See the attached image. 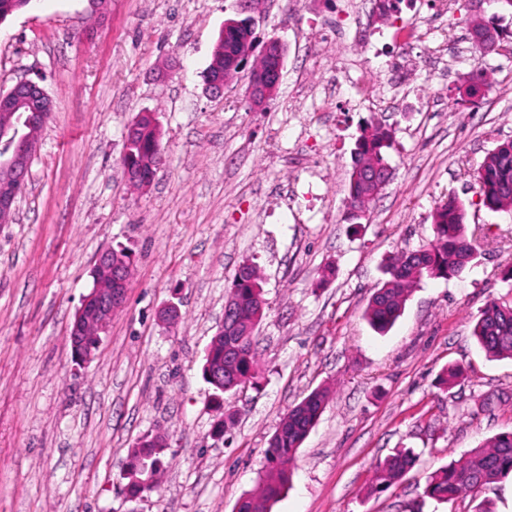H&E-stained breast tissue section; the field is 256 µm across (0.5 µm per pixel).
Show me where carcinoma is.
Instances as JSON below:
<instances>
[{
    "mask_svg": "<svg viewBox=\"0 0 512 512\" xmlns=\"http://www.w3.org/2000/svg\"><path fill=\"white\" fill-rule=\"evenodd\" d=\"M31 0H0V22L26 8ZM466 80L488 91L489 73L475 65ZM133 141L126 144L122 163L130 165L144 182L153 174V164L162 150L161 131L150 113L141 116ZM394 145V131L383 121L365 122L354 151V164L386 169L389 150ZM479 193L485 206L492 210L512 209V141L498 144L486 153L478 171ZM370 188L350 177L347 202L351 220H359L362 199ZM464 203L454 195L442 201L433 213V239L417 250L405 252L386 267L387 278L377 286L364 310L374 329L383 333L400 317L412 287L425 279H450L459 275L474 259L476 248L466 234ZM261 276L255 265L245 263L237 270L229 293L234 297L238 323L224 326V333L212 336L205 358L203 375L214 392H232L242 385H257L260 363L256 351L257 336L243 335L247 326L262 321L257 285ZM472 336L479 348L491 359H512V298L492 299L476 320ZM330 392L317 388L288 410L268 441L259 492L240 498L238 512H269L270 506L289 486V467L298 449L319 421ZM165 448L160 436L146 435L129 451L124 492L137 496L159 488L155 482L142 486L135 479L163 472ZM416 457L408 449L396 450L380 466L374 489L388 488L415 466ZM512 479V431L498 433L471 449L462 459L443 466L428 476L424 496L437 501L455 502L468 493L507 479Z\"/></svg>",
    "mask_w": 512,
    "mask_h": 512,
    "instance_id": "1",
    "label": "carcinoma"
}]
</instances>
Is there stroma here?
<instances>
[{
  "label": "stroma",
  "instance_id": "1",
  "mask_svg": "<svg viewBox=\"0 0 512 512\" xmlns=\"http://www.w3.org/2000/svg\"><path fill=\"white\" fill-rule=\"evenodd\" d=\"M349 0H263L255 34L288 46L277 96L251 107L246 80L219 98L203 74L237 0H31L0 23V90L41 80L53 111L12 223L0 225V512H233L260 485L264 452L288 409L331 391L271 512H512V482L456 503L425 498L429 474L512 430V361L471 337L512 268V210L484 206L486 153L512 140V0H458L461 28L443 70L427 59L412 0L371 15L369 43L322 40L320 12L343 26ZM506 49L485 55L492 87L475 105L457 87L474 62L475 15ZM413 50L407 86L387 70ZM157 114L164 164L147 189L121 165L123 132ZM395 130V176L360 224L346 221L352 152L371 115ZM466 204L478 256L450 280L415 287L386 333L363 311L390 257L432 237L448 194ZM134 256L127 300L92 362L74 361L70 326L101 251ZM261 272L259 384L215 400L205 348L243 262ZM335 275L321 280L325 268ZM179 305L175 327L159 322ZM464 377L442 385L444 370ZM228 435H211L226 412ZM168 432L159 490L123 494L128 451ZM410 448L417 465L375 493L380 464Z\"/></svg>",
  "mask_w": 512,
  "mask_h": 512
}]
</instances>
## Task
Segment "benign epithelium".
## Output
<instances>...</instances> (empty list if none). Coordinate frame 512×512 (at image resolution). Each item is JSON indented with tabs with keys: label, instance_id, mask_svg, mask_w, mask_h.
I'll use <instances>...</instances> for the list:
<instances>
[{
	"label": "benign epithelium",
	"instance_id": "7a95c632",
	"mask_svg": "<svg viewBox=\"0 0 512 512\" xmlns=\"http://www.w3.org/2000/svg\"><path fill=\"white\" fill-rule=\"evenodd\" d=\"M239 2V14L226 19L223 27L224 34L236 37L234 63L224 69L214 68L206 91L215 97L223 95L226 81L243 71L248 79L246 94L250 104L262 108L278 94L286 45L275 37L257 43L254 39L257 18L250 15V0ZM503 38L504 33L491 30L475 36V44L487 54L495 50ZM0 111L8 116V121L0 125V171L6 172L5 178L0 179V215L5 217L15 209L39 146L31 130L47 122L51 104L43 86L31 79H21L8 91L0 92ZM95 269L102 278L96 279L94 287L83 296L78 312H93L98 318L97 332L93 344L74 351L76 361L81 363H88L95 357L102 334L112 322V314L124 307L132 266L113 263L111 250L107 249L99 255Z\"/></svg>",
	"mask_w": 512,
	"mask_h": 512
}]
</instances>
